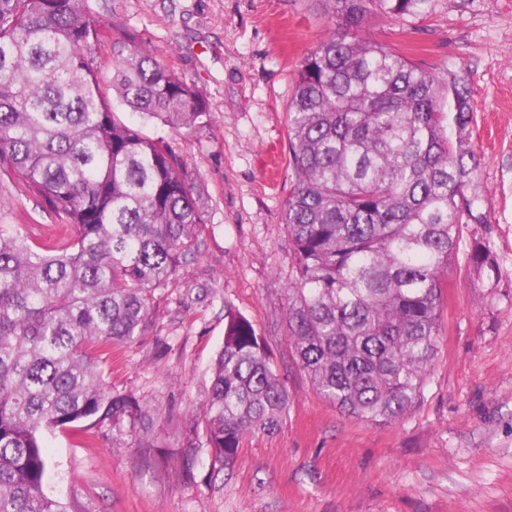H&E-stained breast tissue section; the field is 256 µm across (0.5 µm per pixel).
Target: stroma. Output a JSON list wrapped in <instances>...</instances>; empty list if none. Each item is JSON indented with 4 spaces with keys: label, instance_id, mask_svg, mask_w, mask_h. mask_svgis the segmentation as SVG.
Returning <instances> with one entry per match:
<instances>
[{
    "label": "stroma",
    "instance_id": "obj_1",
    "mask_svg": "<svg viewBox=\"0 0 512 512\" xmlns=\"http://www.w3.org/2000/svg\"><path fill=\"white\" fill-rule=\"evenodd\" d=\"M90 7L205 93L212 118L174 134L209 228L174 284L152 294L144 334L112 349V388L142 406L135 424L48 437L47 489L70 512H512V0H434L429 14L363 33L424 68L463 73L472 145L502 272L479 287L449 269L430 383L408 417L373 425L318 397L286 337L291 275L283 202L288 102L303 56L328 29L326 0H89ZM61 219L0 176V224L31 240ZM266 336L290 403L273 433L215 463L199 407L224 337V307Z\"/></svg>",
    "mask_w": 512,
    "mask_h": 512
}]
</instances>
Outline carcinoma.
Segmentation results:
<instances>
[{
    "instance_id": "1",
    "label": "carcinoma",
    "mask_w": 512,
    "mask_h": 512,
    "mask_svg": "<svg viewBox=\"0 0 512 512\" xmlns=\"http://www.w3.org/2000/svg\"><path fill=\"white\" fill-rule=\"evenodd\" d=\"M330 30L303 57L288 104L284 203L294 276L288 344L314 392L385 425L423 402L448 269L480 205L465 76L432 71L361 35L373 17L424 15L433 0H326ZM112 33L119 104L175 131L211 116L202 91L88 0H0V173L62 218L32 244L0 224V512H69L44 490L47 436L121 427L141 412L102 363L152 317L151 293L199 246L205 212L174 142L121 121L98 79ZM465 262L501 279L489 243ZM200 411L214 462L276 431L288 411L267 339L227 310Z\"/></svg>"
}]
</instances>
